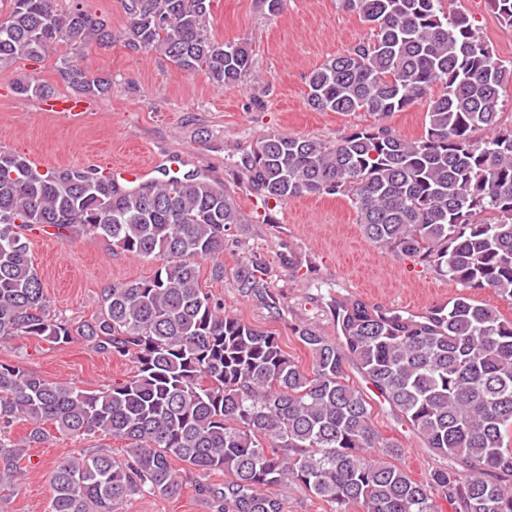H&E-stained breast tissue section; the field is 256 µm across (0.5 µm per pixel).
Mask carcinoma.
Wrapping results in <instances>:
<instances>
[{
  "instance_id": "obj_1",
  "label": "carcinoma",
  "mask_w": 512,
  "mask_h": 512,
  "mask_svg": "<svg viewBox=\"0 0 512 512\" xmlns=\"http://www.w3.org/2000/svg\"><path fill=\"white\" fill-rule=\"evenodd\" d=\"M212 0H124V46L155 52L177 68L202 70L219 88L256 78L246 41L207 36ZM512 26V0H488ZM372 34L308 76L315 111L399 112L438 86L424 136L385 126L357 129L336 142L288 134L258 141L246 165L250 188L268 203L342 195L377 247L409 257L460 284L464 292L423 315L335 305L339 341L312 324L295 327L313 356L304 371L273 333L224 314L200 283L199 260L224 277L225 231L246 219L234 197L194 170L128 186L98 168L45 170L0 152V340L37 336L82 340L95 352L127 357L121 382L84 390L0 362V493L13 491L19 462L46 437L50 421L75 436L124 442L68 454L55 464L50 512H119L137 494L178 496L184 463L222 471L211 494L219 512H284L281 488L300 484L362 512H439L443 492L454 512H512V320L479 304L469 289L512 298V124L502 120L512 63L501 60L463 10L443 0H342ZM112 42L105 20L54 0H0V68L39 59L59 43L82 49ZM64 85L103 96L112 76H95L69 57ZM484 131L477 138L473 132ZM67 242L105 238L112 250L158 260L154 275L101 290L100 309L71 323L50 313L25 230ZM241 291L264 297L254 269ZM378 396L454 465L416 481L399 450L373 424V405L350 382L346 360ZM30 425L15 441L9 429Z\"/></svg>"
}]
</instances>
